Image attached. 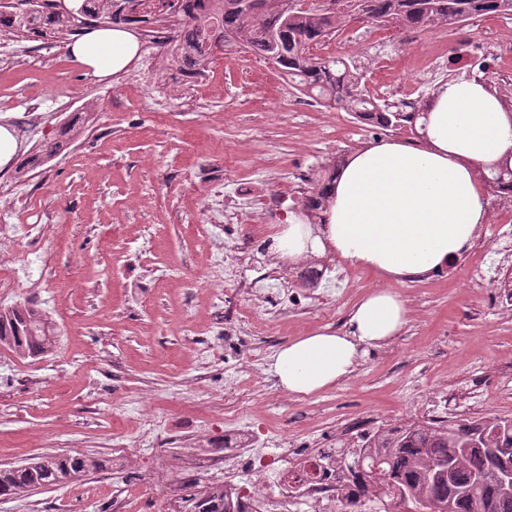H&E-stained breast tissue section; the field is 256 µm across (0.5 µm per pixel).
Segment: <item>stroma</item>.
<instances>
[{
    "instance_id": "35a3bbf8",
    "label": "stroma",
    "mask_w": 512,
    "mask_h": 512,
    "mask_svg": "<svg viewBox=\"0 0 512 512\" xmlns=\"http://www.w3.org/2000/svg\"><path fill=\"white\" fill-rule=\"evenodd\" d=\"M336 38L312 55L351 58L361 86L386 103L423 101L438 86L483 76L493 88L512 78V15L452 28L416 31L356 19L345 0ZM67 40L0 38V124L17 132L24 155L57 137L63 119L85 112L83 133L64 142L24 179L0 172V196L20 230L8 248L16 276L0 309L34 301L58 336L39 360L0 349V465L40 454L79 452L103 466L78 485L0 498V512H168V483L185 451L169 436L225 419L260 424L302 452L319 441L351 444L350 425L427 420L434 394L454 398L458 414L512 417V312L494 310L486 267L497 259L493 224L482 249L468 248L439 272L387 282L333 254L312 306L276 316L246 289L206 272L214 253L242 248L248 279L273 274L263 250L278 224L302 212L320 172L371 141H422L420 129L383 130L300 94L258 57L227 46L209 77L177 93L165 79L176 65L170 47L137 56L97 80L67 52ZM281 198L269 213L266 197ZM236 215L233 235L206 239L203 225ZM61 249L44 254L41 225ZM59 285L31 296L41 263ZM174 277L162 280L161 270ZM391 287L409 321L370 350L347 379L309 396L280 388L270 370L288 341L324 327L344 328L371 289ZM233 296L250 311L240 343L226 341L214 301ZM211 350L201 363L195 349ZM235 373V383L225 381ZM154 447H140L146 428Z\"/></svg>"
}]
</instances>
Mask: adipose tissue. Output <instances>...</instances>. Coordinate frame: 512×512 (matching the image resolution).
<instances>
[{
  "instance_id": "ef3b65f1",
  "label": "adipose tissue",
  "mask_w": 512,
  "mask_h": 512,
  "mask_svg": "<svg viewBox=\"0 0 512 512\" xmlns=\"http://www.w3.org/2000/svg\"><path fill=\"white\" fill-rule=\"evenodd\" d=\"M138 51L134 32L112 27L68 45L96 79L124 70ZM426 112L422 143L380 140L347 157L328 188L325 224L312 226L297 214L279 225L272 244L282 261L330 252L397 280L446 268L463 255L487 219L481 172L512 158V107L484 82L460 78L434 91ZM407 321L398 293L372 290L352 308L346 329H320L282 346L274 374L294 395L325 390Z\"/></svg>"
}]
</instances>
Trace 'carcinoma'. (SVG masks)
Here are the masks:
<instances>
[{
  "label": "carcinoma",
  "mask_w": 512,
  "mask_h": 512,
  "mask_svg": "<svg viewBox=\"0 0 512 512\" xmlns=\"http://www.w3.org/2000/svg\"><path fill=\"white\" fill-rule=\"evenodd\" d=\"M15 11L0 12V24L15 32L37 34L48 29L70 31L68 16L49 14L38 0H14ZM211 6L184 5L180 9L179 33L172 38L175 61L184 51L197 55L196 65L205 67L211 59L206 41L218 29L234 33L239 45L270 62L294 89L315 100L342 108L361 123L382 128L412 125L423 117L411 103L401 110L377 102L360 86L354 63L345 57L321 58L310 47L335 35L340 20L321 9L291 16L269 5L270 0H253L252 10L230 6L234 0H209ZM88 13L112 17V26L129 25L126 15L114 10V0H83ZM354 8L378 27L393 22L409 29L453 27L471 19L512 15V0H353ZM488 183L512 190V167L491 170ZM325 181L306 198L305 216L328 205ZM57 343L54 328L35 307L26 303L0 310V346L21 357L45 356ZM494 448L512 459V417L460 418L448 423H414L390 428L374 443L345 454L329 456L336 471L350 479L337 488L336 501L344 512L363 499L408 497L434 505L443 500L454 503V512H486L485 501L498 494V472L489 458L471 449L473 441ZM103 463L84 454H41L20 465L0 468V497H19L32 490L74 485ZM198 512H224V486L203 491Z\"/></svg>",
  "instance_id": "carcinoma-1"
}]
</instances>
